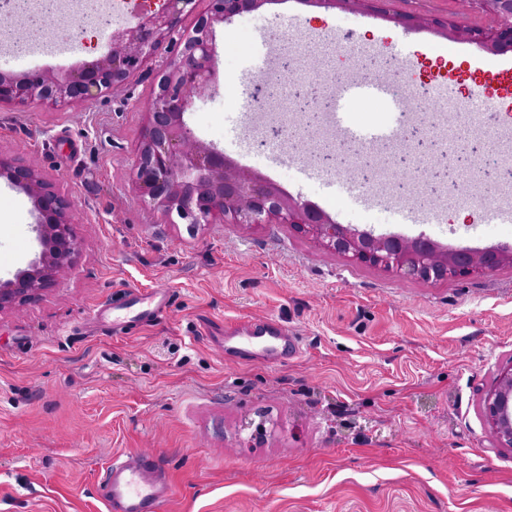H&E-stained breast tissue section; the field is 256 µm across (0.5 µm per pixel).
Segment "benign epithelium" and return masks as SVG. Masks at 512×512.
I'll list each match as a JSON object with an SVG mask.
<instances>
[{
  "label": "benign epithelium",
  "instance_id": "obj_1",
  "mask_svg": "<svg viewBox=\"0 0 512 512\" xmlns=\"http://www.w3.org/2000/svg\"><path fill=\"white\" fill-rule=\"evenodd\" d=\"M192 0H162L157 10L135 7L131 19L115 23L111 17L99 20L107 34L109 51L65 74L36 70L22 75L0 74V103L38 102L50 107L89 105L102 91L116 88L144 63L166 55L158 72L142 139L133 167L136 195L168 223L179 219L194 228L200 224H236L243 230L256 226L288 225L327 251L363 264L393 271L404 278L446 282L474 274H489L512 267V248L444 249L429 238L375 235L349 225L338 224L316 206L297 199L259 173L240 167L224 153L197 139L184 121L194 101L210 94L216 85V30L244 13L261 7L267 0H207V10L198 15L192 30L179 38L176 32L184 8ZM324 8L345 3H370L386 12L384 0H300ZM492 18V24L477 30L458 29L459 40L477 43L492 39L512 50V0H462ZM47 8L38 16H27L26 34L36 38L53 22ZM399 22L409 28L448 25L430 14H405ZM295 53L281 55L278 69L255 82L250 92L252 105L264 112L282 111L280 87L298 69ZM339 85L342 77H310L295 82L291 111L302 125H269L264 135L277 139L301 134L321 138L326 129L323 114L335 108L336 96L324 90L326 83ZM415 153L399 155L390 172L392 188L413 198L410 178L413 158L430 148L418 127L407 131ZM360 147L340 142L313 151L314 160L336 167L352 179L370 181L381 175L375 160L361 157ZM463 165L429 173L427 184L416 201L429 204L437 198V185L458 182ZM0 177L25 190L37 213L36 232L42 246L38 263L7 282L0 281V312L43 296L56 277L67 269L79 251L74 231L76 206L73 200L38 170L19 161L0 159ZM483 414L489 432L500 447L512 448V362L500 369L495 385L483 398Z\"/></svg>",
  "mask_w": 512,
  "mask_h": 512
}]
</instances>
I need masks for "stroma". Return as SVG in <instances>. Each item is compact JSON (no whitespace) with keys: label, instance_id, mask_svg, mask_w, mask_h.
I'll list each match as a JSON object with an SVG mask.
<instances>
[{"label":"stroma","instance_id":"35a3bbf8","mask_svg":"<svg viewBox=\"0 0 512 512\" xmlns=\"http://www.w3.org/2000/svg\"><path fill=\"white\" fill-rule=\"evenodd\" d=\"M392 13H431L457 26H488L460 0H392ZM417 45L410 81L442 65L443 86L466 88L476 45L404 28L366 8L327 19L299 0H275L216 31L218 87L185 114L194 135L225 157L312 201L337 223L376 235H426L451 247L512 245L511 223L483 214L402 223L397 208L361 206L327 183L304 143L283 159L256 153L267 122L250 103L244 68L255 41L303 50L308 66L364 82L372 46L393 55L398 36ZM65 56L0 73L62 74L108 51L93 24ZM159 59L89 107L0 103V157L50 177L76 202L82 250L40 301L0 312V512H105L96 486L112 459L154 454L176 493L161 512H512V448L489 433L481 398L512 361V269L431 283L367 267L284 226L242 233L233 224L162 223L136 196L132 164ZM354 123L394 126L378 148L401 151L408 127L397 105L373 103ZM29 195L0 177V280L38 260ZM173 294L156 325L112 337L99 321L123 289ZM269 317L301 341L284 363L225 356L202 334ZM264 423L252 447L246 423Z\"/></svg>","mask_w":512,"mask_h":512}]
</instances>
